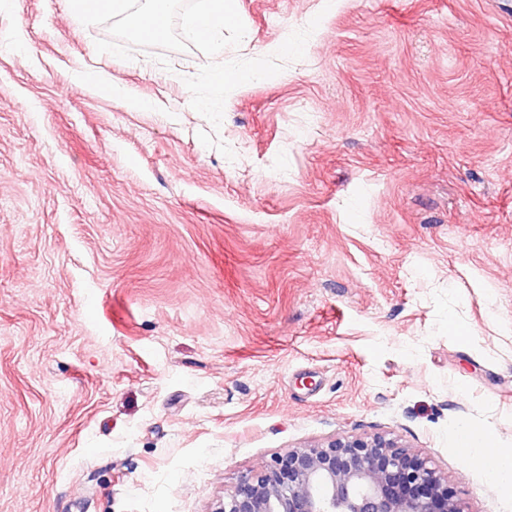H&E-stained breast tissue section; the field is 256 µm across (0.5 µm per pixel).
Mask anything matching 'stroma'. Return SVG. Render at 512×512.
<instances>
[{"label": "stroma", "mask_w": 512, "mask_h": 512, "mask_svg": "<svg viewBox=\"0 0 512 512\" xmlns=\"http://www.w3.org/2000/svg\"><path fill=\"white\" fill-rule=\"evenodd\" d=\"M236 8L227 61L321 22L216 129L195 47L0 5V512H212L377 433L512 512L452 440L512 448V0Z\"/></svg>", "instance_id": "obj_1"}]
</instances>
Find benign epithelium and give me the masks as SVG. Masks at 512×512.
Returning <instances> with one entry per match:
<instances>
[{
  "instance_id": "1",
  "label": "benign epithelium",
  "mask_w": 512,
  "mask_h": 512,
  "mask_svg": "<svg viewBox=\"0 0 512 512\" xmlns=\"http://www.w3.org/2000/svg\"><path fill=\"white\" fill-rule=\"evenodd\" d=\"M213 512H462L448 481L397 439L338 436L275 454Z\"/></svg>"
}]
</instances>
